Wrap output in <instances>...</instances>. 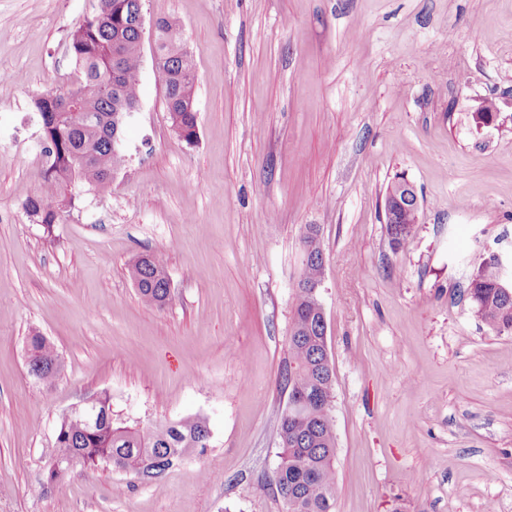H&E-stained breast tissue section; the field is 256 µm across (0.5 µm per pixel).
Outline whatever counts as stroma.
Wrapping results in <instances>:
<instances>
[{
  "instance_id": "stroma-1",
  "label": "stroma",
  "mask_w": 512,
  "mask_h": 512,
  "mask_svg": "<svg viewBox=\"0 0 512 512\" xmlns=\"http://www.w3.org/2000/svg\"><path fill=\"white\" fill-rule=\"evenodd\" d=\"M95 0H0V512H285L302 238L319 231L334 373L333 512H512V335L472 314L512 255V0H143L140 110L111 187L52 227L22 204L45 168L33 101L75 84L70 33ZM195 62L197 139L172 130L154 23ZM417 190L393 249L384 199ZM160 254L161 309L129 276ZM40 331L61 362L29 372ZM107 394L142 429L198 414L203 453L162 479L74 465L47 486L62 416ZM392 192L399 195L401 192L404 193L405 198L411 201L410 207H408L407 212L408 219L412 220L413 223L409 224H418L419 220V198L414 186L403 178H398L392 184Z\"/></svg>"
}]
</instances>
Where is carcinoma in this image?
I'll return each mask as SVG.
<instances>
[{"label":"carcinoma","instance_id":"obj_1","mask_svg":"<svg viewBox=\"0 0 512 512\" xmlns=\"http://www.w3.org/2000/svg\"><path fill=\"white\" fill-rule=\"evenodd\" d=\"M142 0H97L94 14L71 33L70 52L79 69L78 84L35 101L42 121L46 168L24 209L37 224L51 226L73 206L79 190L105 191L116 172L112 115L116 99L140 101L141 32L130 17ZM157 68L165 90L171 124L188 143L197 137L194 111V63L175 22L155 23ZM142 301L161 309L170 288L162 260L142 254L130 267ZM498 261L489 255L471 279L472 313L498 334L512 333V300L495 288ZM292 366L284 376L288 400L297 407L282 412L280 460L274 472L276 491L286 512H332L336 501V437L331 415L333 370L327 361V326L312 304L295 289L290 337ZM28 355L39 366L38 380L52 383L60 372L53 346L38 332L28 337ZM100 412L88 427L80 414L62 417L54 448L46 459H74L89 467L106 465L156 480L180 465L197 449L207 447L209 427L201 416H187L148 430L129 427L112 418L105 394L84 398Z\"/></svg>","mask_w":512,"mask_h":512}]
</instances>
